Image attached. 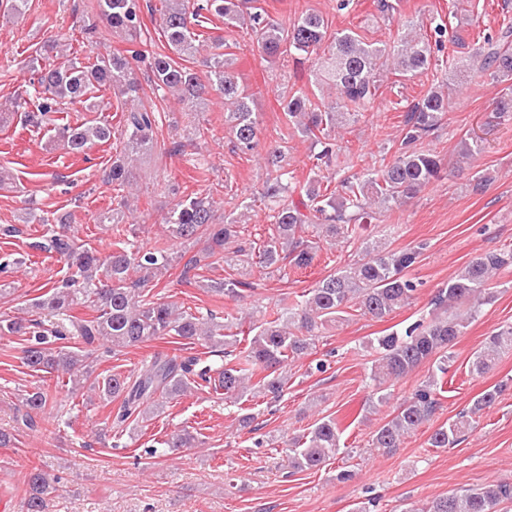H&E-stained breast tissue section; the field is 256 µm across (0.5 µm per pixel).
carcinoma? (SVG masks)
Returning a JSON list of instances; mask_svg holds the SVG:
<instances>
[{
  "mask_svg": "<svg viewBox=\"0 0 512 512\" xmlns=\"http://www.w3.org/2000/svg\"><path fill=\"white\" fill-rule=\"evenodd\" d=\"M96 9L112 32L132 42L141 38V0H97ZM205 11L224 17L226 25L249 27L269 62L284 53L314 59L319 80L336 94L331 101L314 102L300 88L280 99L289 124L300 136L313 138L320 145V150L311 156V171L316 177L307 182L299 202L291 199L278 207L273 215L275 233L258 251L259 264L276 271L282 279L288 278L287 269H306L314 261L315 246L302 236L305 228L312 227L319 238H345L357 227L372 223L377 210L402 206L440 178V159L423 149V143L443 124L454 75L469 72L506 84L494 112L498 119H512L510 22L496 34L484 35L482 45L467 58L445 65L441 78L408 106L393 158L383 169L339 179L332 170L338 158L332 133L347 119L361 116L372 107L384 71L389 69L402 77L424 73L431 69L435 55L444 52L445 42H458V35L448 36L443 23L424 35L413 20L407 19L408 33L396 42L368 43L353 30L328 34V24L316 12L302 13L285 29L260 8L244 15L239 10V0H205L194 8L189 7V0H164L162 32L169 53L150 56L154 90L177 97L188 108L211 92L223 97L224 126L242 151L252 150L257 122L249 94L220 52L224 44H215V52L202 59L206 68L204 80L181 63L184 56L193 57L199 52L193 28L202 23ZM143 56L142 50L132 51L129 58L107 50L95 62L85 64L77 57L58 62L44 51L35 50L28 61L34 75L33 92L29 94L34 109L26 113L27 122L38 127L66 104H83L90 111L94 94L102 89L118 99L135 100L140 84L130 59ZM158 119L157 112L142 105L124 113L123 155L112 161L108 183L118 187L132 184L137 155L154 149ZM54 130L76 153L112 138V127L105 123L63 124ZM481 151V141L466 137L460 141L458 155L467 162ZM265 165L269 172L266 197L277 199L295 192L288 182V160L281 147L275 145L267 151ZM333 182L336 186L331 190L329 185ZM38 221L57 224L60 231L35 243L34 248L54 252L64 259L69 275L44 295L31 299L23 315L0 320V335L15 336L26 343L23 363L31 372L66 375L73 391L89 381L99 399L109 404L119 402L114 417L119 427L134 415L152 413L157 406L155 396H180L199 379L223 391L224 399L239 404L247 394V382L256 376L255 387L264 397L281 398L288 389L287 362L311 354L316 338L327 325L347 320L351 309L383 321L411 304L417 284L407 271L425 249L423 243L410 251L391 250L381 241L364 243L361 258L320 279L290 306L277 308L274 318L249 327L253 336L234 356L230 348L239 339L229 333L233 321L211 310L196 315L152 294L149 285L175 262L167 249L119 239L112 243V252L102 255L76 245L66 235L67 215L50 219L41 216ZM165 221L174 237L203 242L205 258L213 262L232 260L226 245L238 238V219L217 216L207 199L189 197L180 201ZM511 265L510 252L474 257L436 291L431 299L430 322L419 321L402 332L377 338L378 357L370 373L375 387L371 403L386 404L391 396L387 383L405 377L425 360L435 359L437 373L419 385L393 417L376 430L370 447L384 452L398 448L406 435L429 419L438 403L437 394L442 391L443 374L453 362L451 348L479 316L482 306L492 299L493 277ZM247 286V282L228 279L207 288L218 295L237 297ZM79 306L92 309L96 316H75L74 310ZM164 336L186 345L219 347L224 356L232 355L234 359L215 368L198 356L179 360L157 353L143 361L135 374H96L99 342L109 344L116 356L127 348ZM72 339L77 343L75 350L66 345ZM505 349L512 350V325H503L485 338L472 356L470 370L480 375L489 372ZM498 393L497 389L484 392L468 411L448 419L430 435L429 446L455 445L460 434L476 423V417L495 403ZM49 401L48 392L40 388L23 394V425H33V414L43 411ZM287 448L288 466L293 470L320 468L340 449L336 420L329 416L320 419ZM26 478L29 492L22 502V512H46L59 477L33 468ZM507 504H512V484L488 482L479 488L451 491L423 509L408 512H503Z\"/></svg>",
  "mask_w": 512,
  "mask_h": 512,
  "instance_id": "obj_1",
  "label": "carcinoma"
}]
</instances>
